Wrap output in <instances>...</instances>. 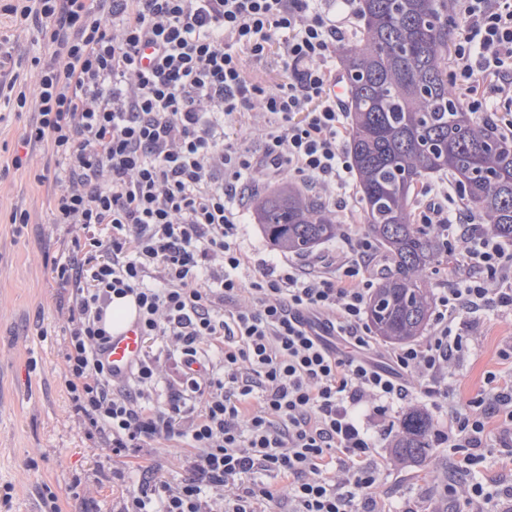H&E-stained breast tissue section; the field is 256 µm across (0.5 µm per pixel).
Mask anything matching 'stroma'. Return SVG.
Masks as SVG:
<instances>
[{"instance_id": "stroma-1", "label": "stroma", "mask_w": 512, "mask_h": 512, "mask_svg": "<svg viewBox=\"0 0 512 512\" xmlns=\"http://www.w3.org/2000/svg\"><path fill=\"white\" fill-rule=\"evenodd\" d=\"M30 119V113L0 106V169L6 171L0 176V512H117L120 501L137 493L143 481L157 475L181 479L185 451L161 444L112 455L99 447L72 408L63 384L61 290L52 274L70 237L66 225L54 221L55 181L36 179L54 165L47 147L21 146ZM17 155L23 165L16 170L12 159ZM16 208L31 215L20 231L8 220ZM335 219L339 238L299 255L274 247L248 207L238 244L254 261L272 260L282 267L312 263L342 247V235L368 232L358 197H351ZM459 329L471 351L448 380L447 406L417 398L394 405L387 419L371 418V425L400 424L415 406L428 412L434 430L446 429L451 405L483 389L487 372L512 377V362L498 356L512 344V312L486 307L466 313ZM461 454V449L435 442L423 460L402 463L394 459L391 441L380 442L372 457L380 470L376 495L382 512H446L443 487ZM51 492L57 496L53 510L46 504Z\"/></svg>"}]
</instances>
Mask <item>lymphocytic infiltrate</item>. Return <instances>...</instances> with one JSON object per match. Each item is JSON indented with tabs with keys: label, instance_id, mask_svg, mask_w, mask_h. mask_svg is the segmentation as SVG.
Listing matches in <instances>:
<instances>
[{
	"label": "lymphocytic infiltrate",
	"instance_id": "1",
	"mask_svg": "<svg viewBox=\"0 0 512 512\" xmlns=\"http://www.w3.org/2000/svg\"><path fill=\"white\" fill-rule=\"evenodd\" d=\"M457 65L450 87L491 132L512 139V0H455ZM358 0H6L0 13L32 24L49 48L31 57L37 78L8 72L0 101L33 113L25 145H47L58 168L55 221L71 246L52 273L67 291L64 385L76 415L119 455L158 440L186 443L185 477L145 481L120 512H377L371 451L392 427L372 430L358 409L386 417L424 380L447 398L448 377L470 341L463 313L512 311V249L455 208L459 190L432 193L417 221L433 226L463 276L438 298L423 341L376 350L367 317L376 245L345 238L312 271L260 261L245 275L237 246L250 186L289 178L348 205L354 169L347 115L330 62L347 32L337 12ZM278 48L287 83L248 81L241 53ZM261 120L259 149L227 140L226 125ZM247 303H239L241 293ZM134 297L143 352L123 382L98 357L113 297ZM220 348L221 366L202 359ZM452 407L440 443L465 449L448 479V512H495L512 486L487 490L463 473L484 461L487 425L512 441V381ZM258 411H248L251 400ZM340 472L324 476L326 458ZM258 472L288 477L275 499Z\"/></svg>",
	"mask_w": 512,
	"mask_h": 512
}]
</instances>
